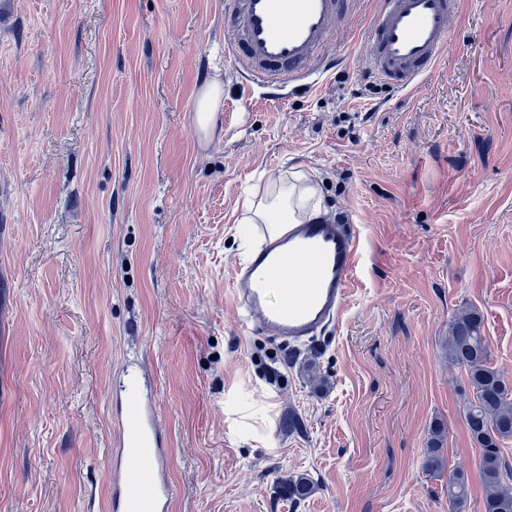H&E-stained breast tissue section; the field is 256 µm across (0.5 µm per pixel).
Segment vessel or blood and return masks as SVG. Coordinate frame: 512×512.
<instances>
[{
  "label": "vessel or blood",
  "instance_id": "vessel-or-blood-1",
  "mask_svg": "<svg viewBox=\"0 0 512 512\" xmlns=\"http://www.w3.org/2000/svg\"><path fill=\"white\" fill-rule=\"evenodd\" d=\"M352 0H239L228 53L245 83L283 91L313 88L335 67L326 50L341 33ZM457 0H381L366 47L370 72L411 92L455 41ZM359 259L358 237L342 217L288 225L237 265L232 291L241 325L302 342L338 320ZM155 381L127 366L114 389L118 461L108 472L112 512H168L176 494L167 477L154 408Z\"/></svg>",
  "mask_w": 512,
  "mask_h": 512
}]
</instances>
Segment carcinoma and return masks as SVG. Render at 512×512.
<instances>
[{
    "mask_svg": "<svg viewBox=\"0 0 512 512\" xmlns=\"http://www.w3.org/2000/svg\"><path fill=\"white\" fill-rule=\"evenodd\" d=\"M448 360L463 368L472 397L463 406L465 427L481 451L478 478L484 489L483 512H512V466L502 453L503 441L512 439V381L491 365L482 315L475 309L463 311L448 326ZM443 429H431L426 470L437 472ZM311 481L302 475L288 482V493L303 498ZM470 495L469 477L448 473V506L464 512Z\"/></svg>",
    "mask_w": 512,
    "mask_h": 512,
    "instance_id": "obj_1",
    "label": "carcinoma"
}]
</instances>
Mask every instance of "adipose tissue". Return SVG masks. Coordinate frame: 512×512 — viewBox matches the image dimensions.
<instances>
[{
  "label": "adipose tissue",
  "instance_id": "1",
  "mask_svg": "<svg viewBox=\"0 0 512 512\" xmlns=\"http://www.w3.org/2000/svg\"><path fill=\"white\" fill-rule=\"evenodd\" d=\"M318 189L300 172L294 173L292 182L278 192H264L249 201L244 208V223L269 225L271 232L282 231L285 225L299 224L313 217L310 207Z\"/></svg>",
  "mask_w": 512,
  "mask_h": 512
}]
</instances>
